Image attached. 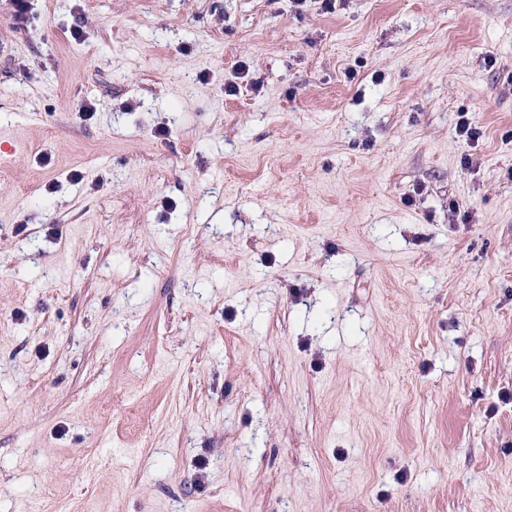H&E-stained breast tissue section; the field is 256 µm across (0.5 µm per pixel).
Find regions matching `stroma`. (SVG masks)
<instances>
[{
    "mask_svg": "<svg viewBox=\"0 0 512 512\" xmlns=\"http://www.w3.org/2000/svg\"><path fill=\"white\" fill-rule=\"evenodd\" d=\"M0 512H512V0H0Z\"/></svg>",
    "mask_w": 512,
    "mask_h": 512,
    "instance_id": "35a3bbf8",
    "label": "stroma"
}]
</instances>
